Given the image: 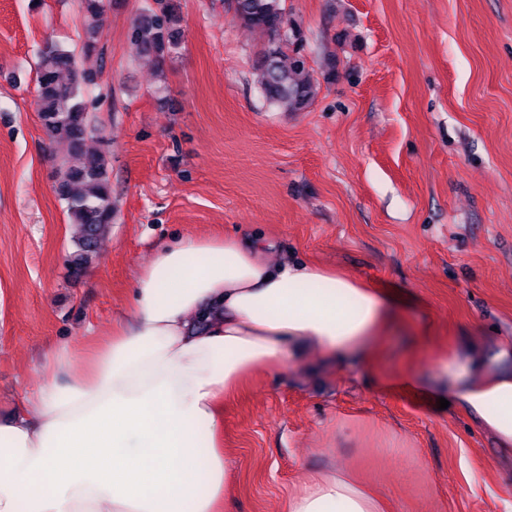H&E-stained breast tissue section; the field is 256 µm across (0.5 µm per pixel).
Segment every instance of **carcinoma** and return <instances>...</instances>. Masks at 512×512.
Segmentation results:
<instances>
[{
  "label": "carcinoma",
  "instance_id": "obj_1",
  "mask_svg": "<svg viewBox=\"0 0 512 512\" xmlns=\"http://www.w3.org/2000/svg\"><path fill=\"white\" fill-rule=\"evenodd\" d=\"M91 28H98L106 12L105 0H80ZM244 27L259 33L263 43L256 53L254 70L266 101L290 112H303L318 94V82L301 54V33L288 19L282 0H233L228 5ZM181 18L166 0H154L133 23L129 39L140 56L159 73L181 45ZM104 55L93 39L80 52L48 39L37 51L35 106L41 128L51 143L67 146L69 159L57 164L56 190L66 204L69 222L78 235L67 256L71 275H82L98 258L102 237L112 226L115 209L109 179L107 151L87 149V142L105 140L93 125L90 87L100 72L80 66L77 54Z\"/></svg>",
  "mask_w": 512,
  "mask_h": 512
}]
</instances>
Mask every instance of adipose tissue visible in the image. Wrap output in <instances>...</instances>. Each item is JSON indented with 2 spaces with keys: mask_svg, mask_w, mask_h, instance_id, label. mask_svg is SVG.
I'll return each instance as SVG.
<instances>
[{
  "mask_svg": "<svg viewBox=\"0 0 512 512\" xmlns=\"http://www.w3.org/2000/svg\"><path fill=\"white\" fill-rule=\"evenodd\" d=\"M132 320L90 351L52 347L23 408L0 421V512H226L233 457L224 395L286 354L367 355L394 298L327 268L271 261L262 244L187 236L136 277ZM215 319L198 329L202 311ZM450 387L512 446V371L463 372ZM287 512H386L336 462L288 496Z\"/></svg>",
  "mask_w": 512,
  "mask_h": 512,
  "instance_id": "ef3b65f1",
  "label": "adipose tissue"
}]
</instances>
